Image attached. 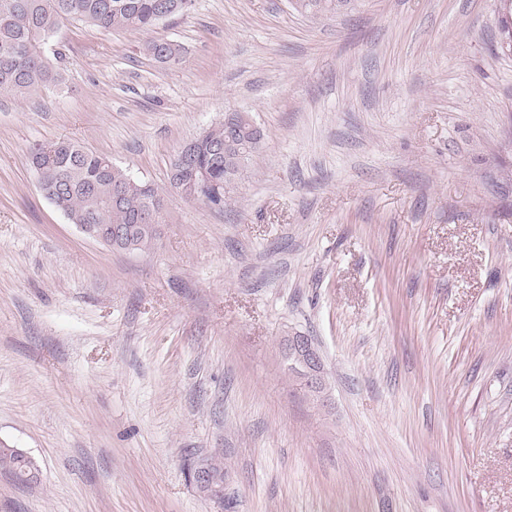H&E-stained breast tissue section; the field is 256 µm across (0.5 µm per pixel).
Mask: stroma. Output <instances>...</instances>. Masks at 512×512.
Instances as JSON below:
<instances>
[{"label": "stroma", "instance_id": "obj_1", "mask_svg": "<svg viewBox=\"0 0 512 512\" xmlns=\"http://www.w3.org/2000/svg\"><path fill=\"white\" fill-rule=\"evenodd\" d=\"M502 0H194L63 22L64 83L0 101V512H512V53ZM180 45L179 64L142 52ZM224 207L171 189L225 113ZM60 139L162 191L154 248L39 191ZM311 338L326 402L284 361ZM237 125L235 138L238 143H248L247 148L234 147L229 149L218 162L213 163L205 150L199 149L196 153V164L199 167L207 168L212 178V188L207 190L209 205L223 207L226 203V197L233 192L236 180L241 177L243 171L258 151L263 134L254 136L253 131H246L239 123ZM0 447V470L7 471L21 483L32 481L35 475L30 463L23 462L14 453L8 452L7 448Z\"/></svg>", "mask_w": 512, "mask_h": 512}]
</instances>
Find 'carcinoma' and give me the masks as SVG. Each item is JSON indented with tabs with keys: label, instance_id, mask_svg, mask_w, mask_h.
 <instances>
[{
	"label": "carcinoma",
	"instance_id": "obj_1",
	"mask_svg": "<svg viewBox=\"0 0 512 512\" xmlns=\"http://www.w3.org/2000/svg\"><path fill=\"white\" fill-rule=\"evenodd\" d=\"M158 0H0V100L24 98L47 85H60L62 74L46 55L48 46L65 20H77L107 31H149L158 22ZM295 9L317 16L336 10V0H294ZM143 53L153 60L169 64L180 61L181 48L168 41L163 45L152 39L143 44ZM228 124L216 122L201 134L204 142H222ZM236 141L248 147L229 149L212 162L205 150L196 153V164L210 171L212 188L207 190L209 204L222 207L233 192L236 180L258 151L262 137L238 127ZM31 165L36 181L49 192L47 199L73 224H120L127 228L115 249L149 251L156 240V228L137 224V217L151 205L162 201L153 184L134 180L101 154L86 151L71 141H58L34 148ZM127 184L123 201L112 204V182ZM0 470L27 484L33 469L14 453L0 448Z\"/></svg>",
	"mask_w": 512,
	"mask_h": 512
}]
</instances>
